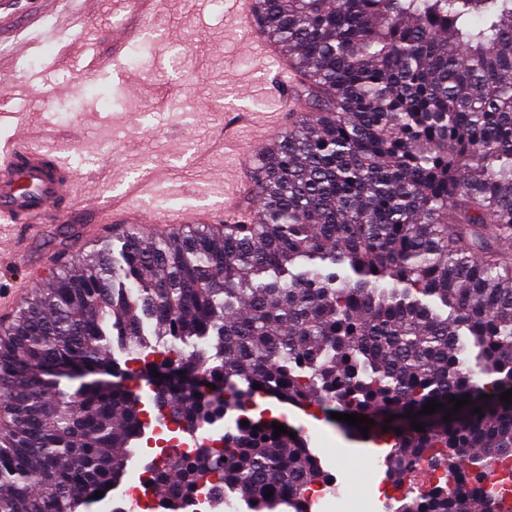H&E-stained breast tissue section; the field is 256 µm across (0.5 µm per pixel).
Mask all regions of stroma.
<instances>
[{"instance_id": "35a3bbf8", "label": "stroma", "mask_w": 512, "mask_h": 512, "mask_svg": "<svg viewBox=\"0 0 512 512\" xmlns=\"http://www.w3.org/2000/svg\"><path fill=\"white\" fill-rule=\"evenodd\" d=\"M38 0H23L0 32V145L21 128H43L33 145L77 172L74 191L83 207L75 221L17 229L0 255V323H10L26 300L31 264L43 263L41 286L70 256L82 253L89 233L114 236L113 199L149 213L224 211L241 171L273 145L288 126L281 106V60L250 41L245 19L226 0H152L146 34L115 52L112 33L138 23L117 0H83L64 8L63 38H41ZM117 58L108 75H90L91 54ZM312 451L339 491L364 501L363 512H385L376 489L385 484L389 448L375 446L371 461L323 414L289 407Z\"/></svg>"}]
</instances>
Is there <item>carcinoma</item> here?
Listing matches in <instances>:
<instances>
[{"mask_svg":"<svg viewBox=\"0 0 512 512\" xmlns=\"http://www.w3.org/2000/svg\"><path fill=\"white\" fill-rule=\"evenodd\" d=\"M258 12L308 95L290 94L296 120L254 167L260 206L221 233L110 238L0 328L13 420L0 512H91L122 482L123 449L145 430L134 375L184 433L232 409L248 421L152 465L169 512L223 484L252 512H310L314 487L331 489L301 430L276 438L250 415L258 394L374 420L394 512H512L500 400L512 388V0H258ZM71 369L116 381L64 389ZM432 400L442 410L421 413ZM420 471L429 486L404 490Z\"/></svg>","mask_w":512,"mask_h":512,"instance_id":"obj_1","label":"carcinoma"}]
</instances>
